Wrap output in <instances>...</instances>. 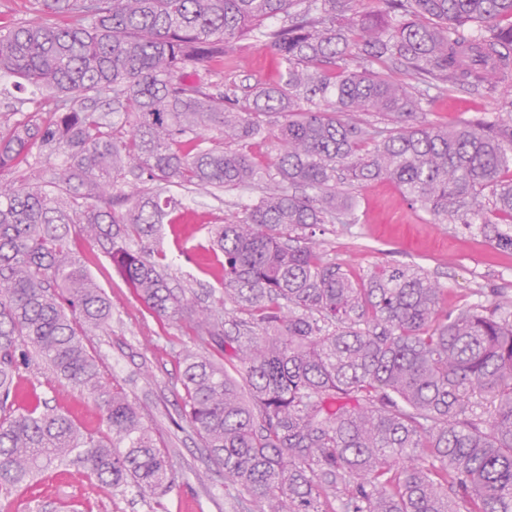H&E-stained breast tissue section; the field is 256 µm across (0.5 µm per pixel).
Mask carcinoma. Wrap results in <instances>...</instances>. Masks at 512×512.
<instances>
[{
    "mask_svg": "<svg viewBox=\"0 0 512 512\" xmlns=\"http://www.w3.org/2000/svg\"><path fill=\"white\" fill-rule=\"evenodd\" d=\"M40 2L50 20L0 26V74L32 88L34 111L50 107L0 124V493L52 465L102 487L175 486L139 408L83 343L112 320L70 247L90 239L153 314L186 324V415L235 512H512V298L447 311V289L421 268L355 277L298 234L350 223L351 189L386 178L436 223L477 224L512 250V119L418 118L441 87L512 112L501 95L512 0H363L361 11L357 0ZM246 41L273 49L277 85L241 102L185 78ZM211 130L226 142L272 138L275 177L211 231L220 296L197 308L144 239L182 216L174 184L262 182L248 152L204 146ZM35 149L65 152L66 165H38ZM128 174L143 188L123 190ZM35 355L100 403L105 435L82 434L20 386Z\"/></svg>",
    "mask_w": 512,
    "mask_h": 512,
    "instance_id": "carcinoma-1",
    "label": "carcinoma"
}]
</instances>
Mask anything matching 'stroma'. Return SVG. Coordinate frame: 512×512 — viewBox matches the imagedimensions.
Instances as JSON below:
<instances>
[{
    "label": "stroma",
    "mask_w": 512,
    "mask_h": 512,
    "mask_svg": "<svg viewBox=\"0 0 512 512\" xmlns=\"http://www.w3.org/2000/svg\"><path fill=\"white\" fill-rule=\"evenodd\" d=\"M197 76L243 98L253 89L278 83L280 69L275 53L257 43L244 54L225 53L223 65L199 69ZM422 108L425 121L454 124L494 112L495 103L472 89L433 90ZM259 194L254 186L223 190L215 198L186 193L189 216L157 225L148 241L149 248L166 253L172 287L185 289L200 305L216 302V282L199 249L205 227L233 220ZM354 195L356 223L322 224L315 230L328 258L358 274L395 264L421 267L447 288L452 308L487 303L497 293L512 297V251L497 248L489 236L434 223L427 213L411 208L387 179L356 186ZM74 250L112 301L110 328L85 336L86 349L105 376L139 406L175 472L176 486L152 495L133 486L101 487L73 469L53 470L31 488L14 492L11 512H233L224 496V474L208 461L185 416L179 353L189 337L174 321L156 318L98 246L80 240ZM20 383L37 385L49 407L68 416L83 433H106L103 412L91 395L58 380L44 365L23 370Z\"/></svg>",
    "instance_id": "stroma-1"
}]
</instances>
